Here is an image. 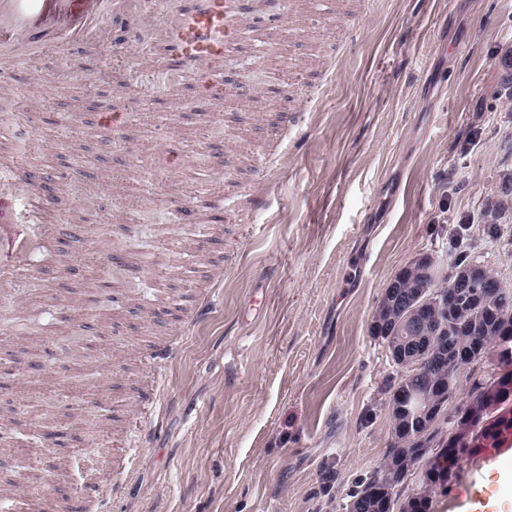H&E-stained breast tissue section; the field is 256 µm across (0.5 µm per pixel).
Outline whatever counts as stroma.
Returning <instances> with one entry per match:
<instances>
[{
    "mask_svg": "<svg viewBox=\"0 0 512 512\" xmlns=\"http://www.w3.org/2000/svg\"><path fill=\"white\" fill-rule=\"evenodd\" d=\"M335 2L241 0L282 18L278 54L244 34L219 99L189 66L158 90L161 41L0 69V166L64 197L0 304V487L20 512L77 495L84 512H342L392 441L396 367L370 334L390 280L458 239L512 287V0ZM108 108L134 115L120 136ZM285 110L298 123L257 180ZM215 192L239 221L201 253L169 217L207 219ZM199 293L194 320L170 306ZM432 512H512V447L463 460Z\"/></svg>",
    "mask_w": 512,
    "mask_h": 512,
    "instance_id": "35a3bbf8",
    "label": "stroma"
}]
</instances>
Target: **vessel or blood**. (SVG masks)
<instances>
[{
	"instance_id": "1",
	"label": "vessel or blood",
	"mask_w": 512,
	"mask_h": 512,
	"mask_svg": "<svg viewBox=\"0 0 512 512\" xmlns=\"http://www.w3.org/2000/svg\"><path fill=\"white\" fill-rule=\"evenodd\" d=\"M152 0H85L73 12V0H0V61L30 62L47 48L80 43L91 50L112 46L125 56L128 45L146 49L156 38L174 45L185 63L206 76L209 94L224 86V60L243 23L240 0H212L209 8L184 15L167 28L144 25ZM55 195L52 183L22 167L0 173V299L15 297L21 273L28 270L44 243L33 190Z\"/></svg>"
}]
</instances>
